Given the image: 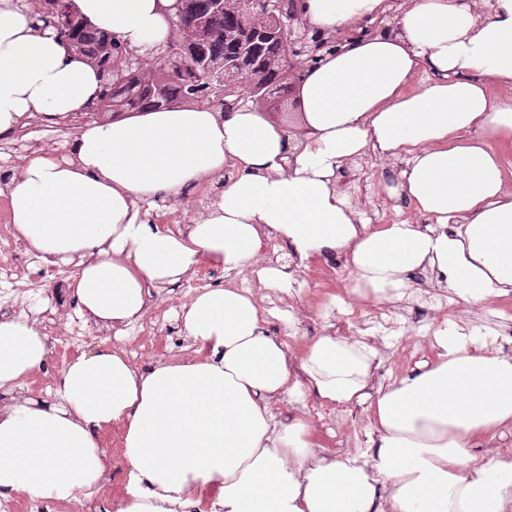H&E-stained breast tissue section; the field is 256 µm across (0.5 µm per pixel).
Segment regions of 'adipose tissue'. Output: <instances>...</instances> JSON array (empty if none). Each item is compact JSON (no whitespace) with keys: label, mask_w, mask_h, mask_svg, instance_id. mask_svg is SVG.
I'll return each mask as SVG.
<instances>
[{"label":"adipose tissue","mask_w":512,"mask_h":512,"mask_svg":"<svg viewBox=\"0 0 512 512\" xmlns=\"http://www.w3.org/2000/svg\"><path fill=\"white\" fill-rule=\"evenodd\" d=\"M83 19L142 56L174 34L176 0H74ZM335 48L294 86L296 129L241 102L229 112L164 106L83 124L67 156L34 150L6 186L18 240L74 266L86 322H139L150 289L201 265L240 272L266 239L299 261L340 253L353 291L374 303L411 294L427 267L477 321L443 320L434 355L375 383L378 336L324 334L293 359L245 288L199 291L176 318L191 359L136 368L102 344L61 370L54 393L25 396L53 350L42 306L0 317V497L72 502L112 479L102 438L123 429L118 512H512V461L483 448L512 436V355L491 318L512 296V0H302ZM394 29L362 34L365 23ZM99 69L25 0H0V138L38 114L53 127L86 112ZM406 156L389 197L427 225L373 224L336 187L367 152ZM210 182L205 218L173 230L157 202ZM315 394L365 406L367 445L326 452L306 412Z\"/></svg>","instance_id":"ef3b65f1"}]
</instances>
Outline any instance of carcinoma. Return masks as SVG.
Masks as SVG:
<instances>
[{"mask_svg": "<svg viewBox=\"0 0 512 512\" xmlns=\"http://www.w3.org/2000/svg\"><path fill=\"white\" fill-rule=\"evenodd\" d=\"M184 21L157 57L151 69L129 67L136 54L112 36L83 23H63L73 0H36L31 7L34 27L53 28L97 66L105 79L96 106L103 112L143 111L179 103H207L221 95L224 107L240 98L257 100L264 94L285 95L297 66L288 63L283 39L269 33L271 20L247 11L244 0H224V12L212 11L210 0H185ZM239 59L232 84L219 81L224 61Z\"/></svg>", "mask_w": 512, "mask_h": 512, "instance_id": "1", "label": "carcinoma"}]
</instances>
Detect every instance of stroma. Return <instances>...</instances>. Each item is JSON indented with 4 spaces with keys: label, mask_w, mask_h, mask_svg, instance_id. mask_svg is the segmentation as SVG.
Instances as JSON below:
<instances>
[{
    "label": "stroma",
    "mask_w": 512,
    "mask_h": 512,
    "mask_svg": "<svg viewBox=\"0 0 512 512\" xmlns=\"http://www.w3.org/2000/svg\"><path fill=\"white\" fill-rule=\"evenodd\" d=\"M403 166L404 162L400 159L379 158L371 161L360 158L340 169L338 181L352 186L359 178H367L370 192L366 199L362 200L361 206L370 209L373 223H425V216L415 213L408 206L394 207L383 190L384 183L395 179L397 171ZM310 270L320 273L326 279L322 294L316 300L309 297L307 291L300 287L283 294L275 289L254 286V297L270 313L272 328L276 334L282 336L288 331L282 312L286 306L307 313L306 322L298 329L300 339L304 342L323 335V321L333 317L346 320L355 314L359 317L361 328H369L370 319L377 306L351 293V276L343 264L338 263L333 257L314 259L304 266L293 268L292 274L300 277ZM410 279L413 284L422 286L423 291L420 295L387 305L400 324L401 336L394 339L391 345L379 348L382 362L377 377L381 380L398 375L403 370L414 367L418 362L430 359L432 353L427 337L443 319L450 317L459 321L467 317L465 305L456 297H449L448 307L436 305L434 291L427 286L428 273L418 270L411 273ZM190 299V293L181 283L151 288L147 316L151 318L155 328L150 335H143L142 327L138 324L120 335L112 330L92 329L81 347L55 348L43 370L28 380L27 390L47 394L50 390V380H53L69 360L79 355L80 351L89 350L104 339L112 341L115 347L124 350L131 362L140 367L145 364L140 350L143 341L146 340L152 341L155 345L154 359L173 361L181 358L185 353L187 341L176 314L180 306L188 303ZM39 300L48 303L39 327L50 337L61 336L66 321L79 314L77 301L69 289L68 282L49 281L43 287L29 290L28 303L32 304ZM305 404L307 408H317L321 411L317 424L326 448L343 454L365 447L369 420L363 407L354 405L339 409L325 406L312 395L306 397ZM122 434L121 427L117 426L103 439V445L112 458V482L97 493L94 501L97 512H116L123 495L125 460L122 455Z\"/></svg>",
    "instance_id": "obj_1"
}]
</instances>
